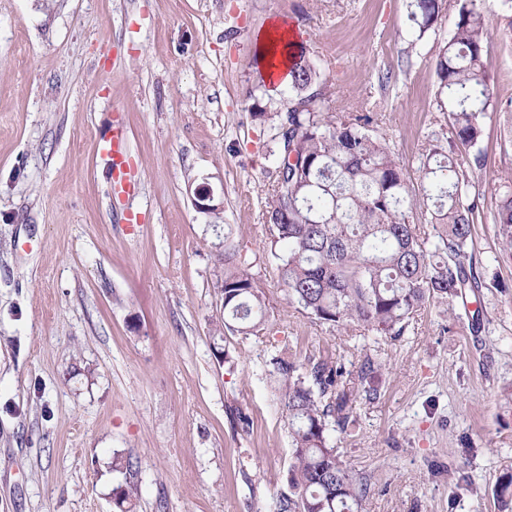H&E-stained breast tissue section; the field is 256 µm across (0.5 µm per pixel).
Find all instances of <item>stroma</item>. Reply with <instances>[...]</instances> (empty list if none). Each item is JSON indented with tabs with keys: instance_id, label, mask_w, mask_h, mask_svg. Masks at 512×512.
Segmentation results:
<instances>
[{
	"instance_id": "stroma-1",
	"label": "stroma",
	"mask_w": 512,
	"mask_h": 512,
	"mask_svg": "<svg viewBox=\"0 0 512 512\" xmlns=\"http://www.w3.org/2000/svg\"><path fill=\"white\" fill-rule=\"evenodd\" d=\"M483 8L480 327L434 302L403 335L359 336L289 303L270 254L278 152L247 93L279 90L259 82L256 38L293 25L329 111L369 110L415 188L427 137L448 130L433 58L456 0L420 39L410 0H0V512H274L291 458L269 375L284 349L351 374L382 365L377 398L329 434L369 485L364 512H502L512 253L493 216L512 184V9ZM117 120L125 195L102 152ZM202 186L220 214L196 209ZM228 239L266 299L256 335L224 327Z\"/></svg>"
}]
</instances>
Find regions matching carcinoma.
<instances>
[{"instance_id":"1","label":"carcinoma","mask_w":512,"mask_h":512,"mask_svg":"<svg viewBox=\"0 0 512 512\" xmlns=\"http://www.w3.org/2000/svg\"><path fill=\"white\" fill-rule=\"evenodd\" d=\"M457 2L455 31L434 58L450 136H430L419 165L430 224L410 223L413 191L372 117L324 110L320 67L306 49L292 53L280 98L256 105L254 116L275 130L279 156L296 155L266 202L281 282L309 318L340 331L399 336L427 304H451L483 287L473 239L478 208L465 189L481 166L470 150L494 96L485 53L491 23L480 0ZM443 7L444 0H412L417 38ZM495 224L512 250V189L501 196ZM221 291L225 328L242 335L266 329L263 294L231 242L224 244ZM379 367L367 355L346 383L333 362L303 373L285 352L272 359L292 448L289 493L278 498L276 512H358L367 484L340 460L328 432L354 426L353 406L377 394Z\"/></svg>"}]
</instances>
